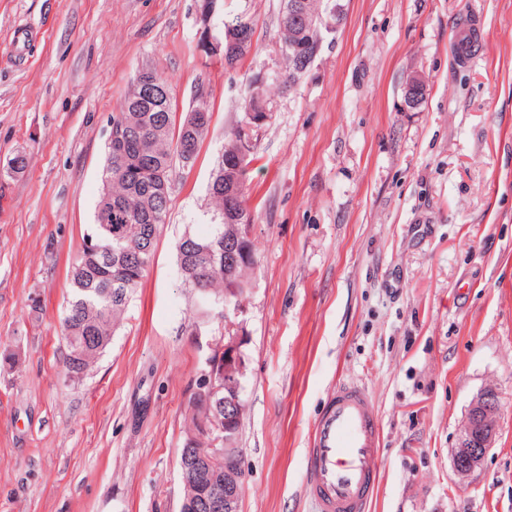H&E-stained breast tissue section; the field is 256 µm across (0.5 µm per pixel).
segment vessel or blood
<instances>
[{
  "label": "vessel or blood",
  "instance_id": "obj_1",
  "mask_svg": "<svg viewBox=\"0 0 512 512\" xmlns=\"http://www.w3.org/2000/svg\"><path fill=\"white\" fill-rule=\"evenodd\" d=\"M379 431L370 393L341 384L318 415L304 491L316 512H369L378 480Z\"/></svg>",
  "mask_w": 512,
  "mask_h": 512
}]
</instances>
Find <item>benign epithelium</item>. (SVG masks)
Masks as SVG:
<instances>
[{"instance_id": "1", "label": "benign epithelium", "mask_w": 512, "mask_h": 512, "mask_svg": "<svg viewBox=\"0 0 512 512\" xmlns=\"http://www.w3.org/2000/svg\"><path fill=\"white\" fill-rule=\"evenodd\" d=\"M306 13L296 2L288 7V24L307 30ZM147 67L139 69L134 81L132 100L136 104L155 103V94L149 91L152 80L145 77ZM426 86L418 79H410L405 86L404 102L410 108L417 107L422 101ZM224 352V368L217 372L213 369L201 370L195 380L196 391L215 401V405L224 406L233 412L230 420L240 421L244 405L239 392L237 375L244 373L245 359L240 350V342L235 336H224L220 342ZM497 400L492 389L477 394L468 408L461 425L457 446L453 449V466L457 475L465 478L477 469L488 450L494 447L497 434ZM224 447H219V443ZM238 449L232 447L231 439L226 437L214 440L210 452L198 457L197 471L210 484L209 494L198 504L205 512H238V503L246 483L245 468L227 465V461L236 459Z\"/></svg>"}]
</instances>
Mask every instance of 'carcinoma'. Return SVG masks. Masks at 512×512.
<instances>
[{
	"label": "carcinoma",
	"instance_id": "carcinoma-1",
	"mask_svg": "<svg viewBox=\"0 0 512 512\" xmlns=\"http://www.w3.org/2000/svg\"><path fill=\"white\" fill-rule=\"evenodd\" d=\"M291 2L284 0L281 17V52L290 85L310 68L317 52V48H311L304 60L295 55L293 46L316 40V34L300 37L288 28ZM304 8L317 27L325 16L336 18V0H304ZM241 27L254 30L251 22L238 16L224 19L220 42L224 65L230 69L245 57L234 41ZM211 117L205 100L179 119L170 100L162 112L147 107L132 112L128 92L120 111L112 113L103 191L96 224L89 235L97 251L89 258L81 249L74 257L71 299L61 323V337L68 349L63 368L69 379L82 380L110 345L117 319L153 261L157 236L169 212L176 165L185 160L182 150L197 156ZM270 117L266 95L246 97L240 122L214 166L209 188L214 224L206 235L185 234L176 245L184 282L195 291L198 306L206 314L215 310L224 314V299L235 302L244 294L248 286L246 270L255 265L251 239L224 234V224L234 209L248 210L244 190L252 149H244V142L256 135ZM245 119L252 125L247 131L241 125ZM187 411L190 425L180 449L178 472L182 499L196 500L202 489L185 473V454L197 456L203 440L218 437L226 415L224 409L194 391L189 395Z\"/></svg>",
	"mask_w": 512,
	"mask_h": 512
}]
</instances>
